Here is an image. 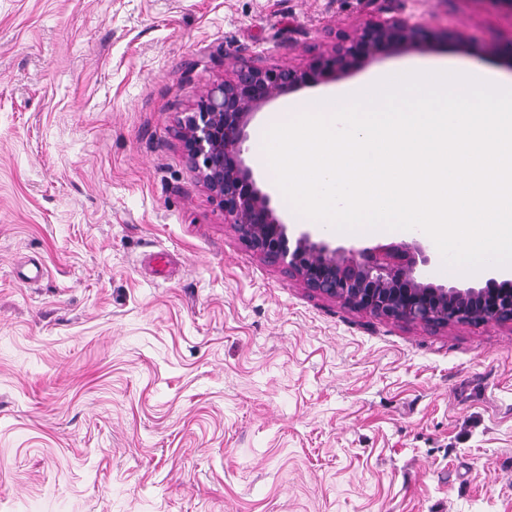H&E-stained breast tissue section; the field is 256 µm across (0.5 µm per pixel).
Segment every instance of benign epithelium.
<instances>
[{
  "instance_id": "1",
  "label": "benign epithelium",
  "mask_w": 512,
  "mask_h": 512,
  "mask_svg": "<svg viewBox=\"0 0 512 512\" xmlns=\"http://www.w3.org/2000/svg\"><path fill=\"white\" fill-rule=\"evenodd\" d=\"M446 31L403 18L370 22L298 67L242 64L230 79L212 83L180 119L178 134L199 181L224 210L242 240L265 258L282 262L312 291L375 316L433 326L512 322V279L497 281L491 267L484 288H445L425 282L429 261L415 244L331 248L302 231L288 235L271 197L256 185L242 158L245 129L270 101L349 74L365 61L395 51H423Z\"/></svg>"
}]
</instances>
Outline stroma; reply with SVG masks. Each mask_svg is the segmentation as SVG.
<instances>
[{"instance_id":"1","label":"stroma","mask_w":512,"mask_h":512,"mask_svg":"<svg viewBox=\"0 0 512 512\" xmlns=\"http://www.w3.org/2000/svg\"><path fill=\"white\" fill-rule=\"evenodd\" d=\"M464 31L293 93L445 62L512 78L491 0H0V512H512V323L388 320L249 248L178 137L247 62ZM242 158L301 231L254 158Z\"/></svg>"}]
</instances>
